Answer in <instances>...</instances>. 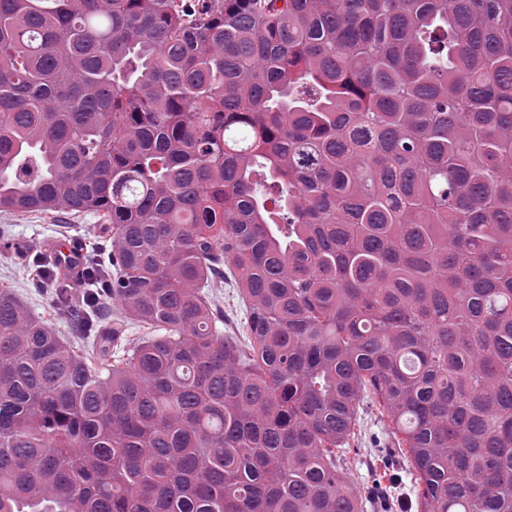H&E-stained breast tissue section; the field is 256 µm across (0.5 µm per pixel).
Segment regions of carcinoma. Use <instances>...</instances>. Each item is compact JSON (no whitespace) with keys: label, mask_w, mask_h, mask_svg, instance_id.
I'll list each match as a JSON object with an SVG mask.
<instances>
[{"label":"carcinoma","mask_w":512,"mask_h":512,"mask_svg":"<svg viewBox=\"0 0 512 512\" xmlns=\"http://www.w3.org/2000/svg\"><path fill=\"white\" fill-rule=\"evenodd\" d=\"M0 211V512H512V0H0ZM95 219L91 216H60L56 220L40 216L16 217L0 213V230L6 236L26 241L36 248L44 247L48 238L70 237L85 242L84 253L99 244L97 234L93 231ZM0 281H9L15 293L35 314L42 313L50 302L46 293L37 287L26 275L23 264L1 252L0 249ZM360 421L364 427V443L358 453L350 452L343 457V466L347 477L361 491L369 492L375 485L377 467V450L382 448L385 441L386 430L369 411H360Z\"/></svg>","instance_id":"carcinoma-1"}]
</instances>
